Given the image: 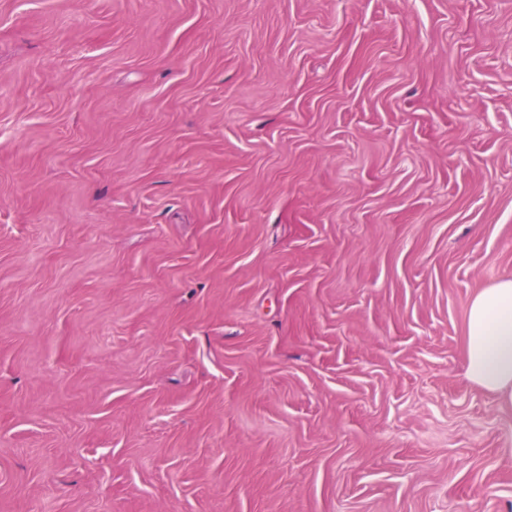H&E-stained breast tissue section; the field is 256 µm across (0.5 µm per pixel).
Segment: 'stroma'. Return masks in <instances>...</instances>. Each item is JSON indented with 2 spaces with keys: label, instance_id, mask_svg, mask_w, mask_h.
<instances>
[{
  "label": "stroma",
  "instance_id": "35a3bbf8",
  "mask_svg": "<svg viewBox=\"0 0 512 512\" xmlns=\"http://www.w3.org/2000/svg\"><path fill=\"white\" fill-rule=\"evenodd\" d=\"M505 276L512 0H0V512H512ZM466 351L468 379L512 409V277L473 298Z\"/></svg>",
  "mask_w": 512,
  "mask_h": 512
}]
</instances>
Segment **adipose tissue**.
Listing matches in <instances>:
<instances>
[{
	"instance_id": "1",
	"label": "adipose tissue",
	"mask_w": 512,
	"mask_h": 512,
	"mask_svg": "<svg viewBox=\"0 0 512 512\" xmlns=\"http://www.w3.org/2000/svg\"><path fill=\"white\" fill-rule=\"evenodd\" d=\"M466 351L468 379L512 408V277L473 298Z\"/></svg>"
}]
</instances>
